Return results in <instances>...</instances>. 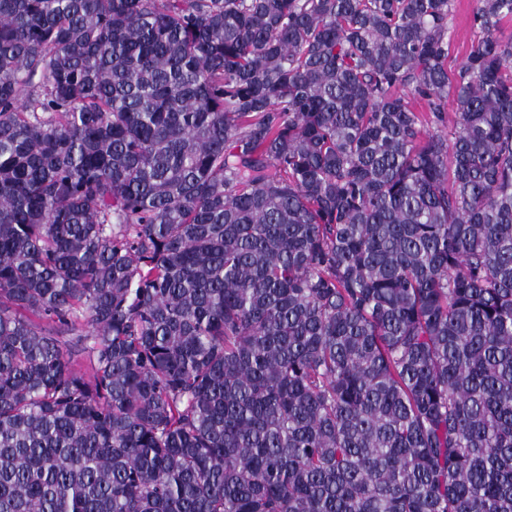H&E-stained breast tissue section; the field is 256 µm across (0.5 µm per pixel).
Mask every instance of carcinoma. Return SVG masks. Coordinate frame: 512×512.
Returning <instances> with one entry per match:
<instances>
[{
  "label": "carcinoma",
  "mask_w": 512,
  "mask_h": 512,
  "mask_svg": "<svg viewBox=\"0 0 512 512\" xmlns=\"http://www.w3.org/2000/svg\"><path fill=\"white\" fill-rule=\"evenodd\" d=\"M451 9L0 0V512H512V0ZM453 1V10L448 17V37L451 41L450 65L454 64V60L460 61L478 37L476 30L472 27V14L477 6L476 0Z\"/></svg>",
  "instance_id": "obj_1"
}]
</instances>
